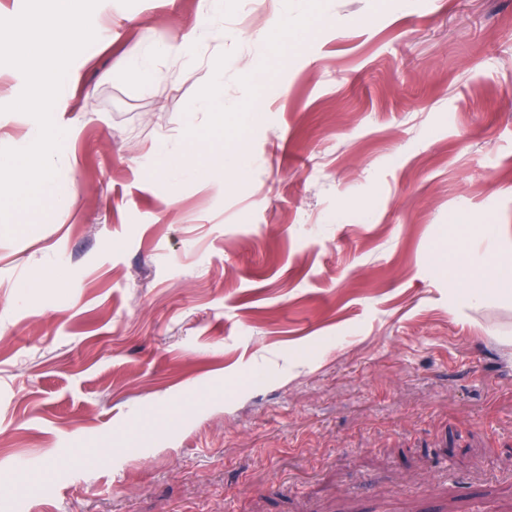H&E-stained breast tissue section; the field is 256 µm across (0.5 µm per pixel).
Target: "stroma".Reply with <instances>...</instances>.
<instances>
[{
  "label": "stroma",
  "mask_w": 512,
  "mask_h": 512,
  "mask_svg": "<svg viewBox=\"0 0 512 512\" xmlns=\"http://www.w3.org/2000/svg\"><path fill=\"white\" fill-rule=\"evenodd\" d=\"M201 8L101 0L0 231V512H512V294L440 265L512 252V0ZM205 14L208 19V33L211 39L224 40V25L222 18L224 16L223 0H204ZM211 145L206 139L192 141L179 159V167L185 170H195L201 160L211 157Z\"/></svg>",
  "instance_id": "obj_1"
}]
</instances>
